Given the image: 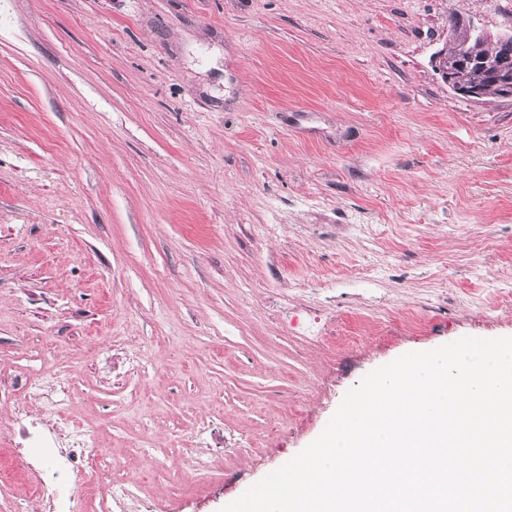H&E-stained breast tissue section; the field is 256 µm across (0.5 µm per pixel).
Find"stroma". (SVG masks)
Here are the masks:
<instances>
[{
	"label": "stroma",
	"instance_id": "35a3bbf8",
	"mask_svg": "<svg viewBox=\"0 0 512 512\" xmlns=\"http://www.w3.org/2000/svg\"><path fill=\"white\" fill-rule=\"evenodd\" d=\"M452 16L512 32V0H0V415L67 377L170 471L146 503L221 512L369 372L512 336V101L436 71ZM441 60L442 63L438 64ZM436 67L441 77L448 83V87L455 93L459 92L473 101H478L482 98V91L479 87L474 84H463L460 82L459 70L465 67L452 56H447V49L436 56Z\"/></svg>",
	"mask_w": 512,
	"mask_h": 512
}]
</instances>
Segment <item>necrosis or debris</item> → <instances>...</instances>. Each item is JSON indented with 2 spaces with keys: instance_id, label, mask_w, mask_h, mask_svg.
<instances>
[{
  "instance_id": "4bbe7bcc",
  "label": "necrosis or debris",
  "mask_w": 512,
  "mask_h": 512,
  "mask_svg": "<svg viewBox=\"0 0 512 512\" xmlns=\"http://www.w3.org/2000/svg\"><path fill=\"white\" fill-rule=\"evenodd\" d=\"M19 398L11 413L0 417V437L21 430L22 441L11 450L9 466L0 468V485L9 486L13 472L34 477L32 494L14 500L12 512H61L58 486L95 487L102 512H125L141 481L120 474L95 431L70 421L69 393L60 377H27L19 382Z\"/></svg>"
}]
</instances>
